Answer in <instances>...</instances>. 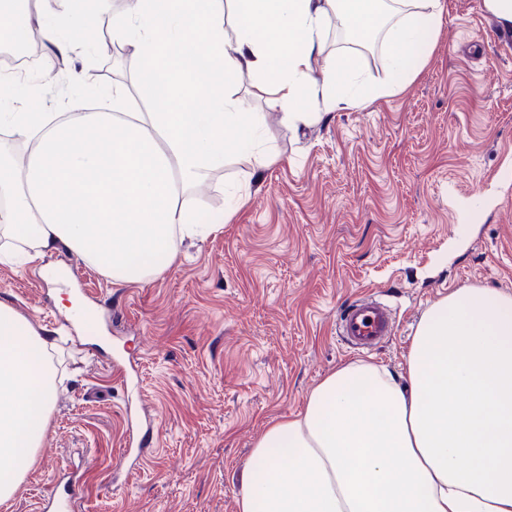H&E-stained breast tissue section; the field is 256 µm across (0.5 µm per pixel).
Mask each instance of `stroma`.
Listing matches in <instances>:
<instances>
[{
	"mask_svg": "<svg viewBox=\"0 0 512 512\" xmlns=\"http://www.w3.org/2000/svg\"><path fill=\"white\" fill-rule=\"evenodd\" d=\"M409 87L288 129L264 113L272 155L233 154L183 201L220 220L149 280L112 284L65 246L0 262V300L52 332L64 380L48 434L0 512H43L65 463L85 473L77 512H237L245 464L270 424L357 360L336 315L361 291L396 315L371 361L399 370L423 312L459 288L512 295V31L483 0H445ZM46 75L39 111L134 85L136 62L93 59L100 80Z\"/></svg>",
	"mask_w": 512,
	"mask_h": 512,
	"instance_id": "1",
	"label": "stroma"
}]
</instances>
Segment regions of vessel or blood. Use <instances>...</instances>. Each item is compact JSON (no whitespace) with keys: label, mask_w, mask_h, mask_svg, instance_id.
<instances>
[{"label":"vessel or blood","mask_w":512,"mask_h":512,"mask_svg":"<svg viewBox=\"0 0 512 512\" xmlns=\"http://www.w3.org/2000/svg\"><path fill=\"white\" fill-rule=\"evenodd\" d=\"M394 331L395 316L391 307L371 289L363 291L336 319L337 336L359 352L382 348ZM80 481L76 474L57 480L46 505L48 512H75L81 498Z\"/></svg>","instance_id":"b4317fda"}]
</instances>
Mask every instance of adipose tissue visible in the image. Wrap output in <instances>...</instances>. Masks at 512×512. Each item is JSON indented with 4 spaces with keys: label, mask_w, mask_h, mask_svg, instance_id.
Masks as SVG:
<instances>
[{
    "label": "adipose tissue",
    "mask_w": 512,
    "mask_h": 512,
    "mask_svg": "<svg viewBox=\"0 0 512 512\" xmlns=\"http://www.w3.org/2000/svg\"><path fill=\"white\" fill-rule=\"evenodd\" d=\"M126 0L112 39L140 65L149 112L68 117L25 111L19 81L0 74V125L33 143L26 162L0 152V237L36 261L69 247L113 283L143 282L213 224L184 207L188 186L230 154L265 168L262 113L238 94L243 78L289 128L404 89L426 57L444 0ZM356 34L386 29L389 78L367 86L356 57L325 55L331 17ZM45 45L90 55L84 0L37 7ZM232 29H225V22ZM53 342L0 301V502L33 465L56 396ZM237 512H512V295L460 288L423 313L401 373L341 365L304 410L268 426L247 462Z\"/></svg>",
    "instance_id": "adipose-tissue-1"
}]
</instances>
